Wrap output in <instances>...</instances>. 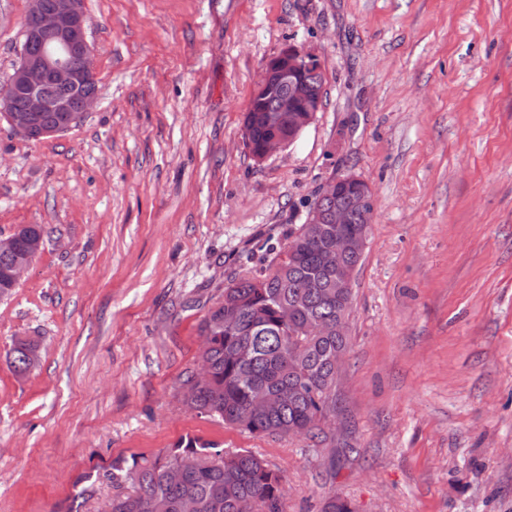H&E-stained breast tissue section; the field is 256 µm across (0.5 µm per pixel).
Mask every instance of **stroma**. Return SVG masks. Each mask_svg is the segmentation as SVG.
Segmentation results:
<instances>
[{
  "mask_svg": "<svg viewBox=\"0 0 512 512\" xmlns=\"http://www.w3.org/2000/svg\"><path fill=\"white\" fill-rule=\"evenodd\" d=\"M98 98L39 141L0 121V236L44 248L0 297V512L184 436L247 449L282 512H512V0H85ZM28 0H0V85ZM324 64L321 112L257 162L266 60ZM374 219L353 281L336 424L256 436L190 411L200 323L347 172ZM40 361L15 377V339Z\"/></svg>",
  "mask_w": 512,
  "mask_h": 512,
  "instance_id": "35a3bbf8",
  "label": "stroma"
}]
</instances>
